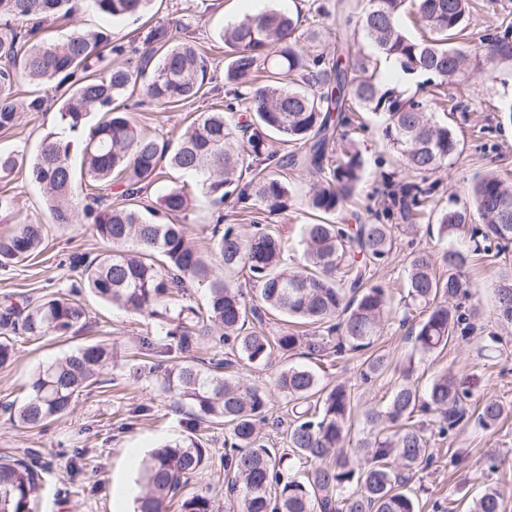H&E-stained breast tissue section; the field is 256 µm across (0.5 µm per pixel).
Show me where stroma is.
I'll return each mask as SVG.
<instances>
[{"label":"stroma","instance_id":"1","mask_svg":"<svg viewBox=\"0 0 512 512\" xmlns=\"http://www.w3.org/2000/svg\"><path fill=\"white\" fill-rule=\"evenodd\" d=\"M366 0H162L155 14L156 22L176 28L190 25L195 44L210 59L214 84L224 82V45L216 37L218 27L242 19L260 9L275 8L302 16L303 29L319 31L318 40L303 41L311 53L331 52L338 39L353 33L346 19L355 15ZM469 26L458 43L463 47L477 46L482 36L503 32L512 26V0H472ZM85 28L103 27L113 38L129 41L136 38L139 25L130 19L109 21L93 11L77 15L74 21L51 19L45 22V37L65 36L73 25ZM38 94L48 101L44 112L23 113L19 125L10 131H0V151L32 156L43 134L57 126L59 90L42 85ZM460 106L454 124L460 139L457 155L447 168L436 174L438 183L434 196L436 207H460L467 200L476 176L494 170L512 180V120L505 112L512 105V57L499 56L480 61L469 79L448 86ZM224 96L212 93L176 109L164 105L145 112L128 107L127 113L138 126L164 137L191 122L199 113L222 108ZM366 131L356 133L355 143L364 161V176L355 194L336 217L340 224H370V211L375 193L384 191L383 174L399 176L400 168L392 162V154L382 135V123L372 114H364ZM290 201L287 210L264 215V225L285 243L284 259L288 266L304 264L302 228L311 223L307 207L313 177L297 168H287ZM0 195L13 197L14 208L0 214V235L18 224H42L46 227L43 250L23 262L0 268V302L23 303L48 292L63 290L78 273L69 266L73 254H95L104 250V243L95 235L90 224L58 225L52 223L40 188L25 174L0 179ZM449 240L418 228L416 234H397L389 261L372 271L371 281L387 289L392 297L383 332L375 348L383 354L391 370L370 384L362 383L359 372L364 353H350L343 359L329 357H291L277 354L271 364L253 365L239 361V372L251 382L265 387L273 374L283 366L297 362L313 368L322 383H339L351 387L354 412L351 440L362 436V412L366 406L387 399L405 366H413L416 381L426 382L436 374L452 369L461 375L478 378L480 394L499 399L512 407V331L501 330L494 313V298L490 285L499 261L493 257H474L465 270L470 282V301L483 311L484 331L470 339L449 344L433 354L414 355L407 330L399 326L397 296L405 284V258L416 250L438 257L449 247ZM81 301L89 311L86 326L65 336L39 341L13 334L15 357L0 367V455L19 456L29 448L40 452L48 468L34 503V512H132L127 503L112 494L116 480L136 470L137 459L143 458L160 444L196 435L205 447L211 448L212 463L196 478L189 489L207 496L213 512H229L225 496L224 469L218 457L224 452L223 427L201 425L190 429L187 411L175 410L170 398L158 384L137 382L129 373L135 367L136 347L143 337L156 334V319L126 312L98 300L91 292H82ZM501 335L503 344L489 348V334ZM107 339L112 343V365L106 369L100 384L80 393L72 411L44 429L30 430L13 421L4 406L21 404L26 396L25 385L42 365L62 358L69 351L89 342ZM146 407V415L137 417L136 407ZM447 441L434 440V459L420 473L415 484L419 489L422 512H444L455 504V512H466L468 500L485 484L500 487L507 508L512 512V418L502 421L491 431L468 426L456 440L462 448V460L451 464ZM501 464L491 469V457ZM79 466V475H72V466Z\"/></svg>","mask_w":512,"mask_h":512}]
</instances>
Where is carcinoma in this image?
I'll return each instance as SVG.
<instances>
[{"instance_id": "cac0c4a2", "label": "carcinoma", "mask_w": 512, "mask_h": 512, "mask_svg": "<svg viewBox=\"0 0 512 512\" xmlns=\"http://www.w3.org/2000/svg\"><path fill=\"white\" fill-rule=\"evenodd\" d=\"M153 0H0V131L14 129L24 112H43L47 100L16 97L21 82L70 84L58 106V129L46 132L29 164L0 153V175L25 169L39 184L55 224H77L78 213L90 221L110 249L72 258L79 280L67 292L45 295L19 308L0 307V326L13 327L29 339L64 336L84 324L88 311L79 299L87 289L100 300L128 312L157 314L169 308L157 342L141 341L148 361L139 369L155 378L174 404L188 406L200 421L227 427L224 481L237 512H420L411 483L433 459L431 435L457 437L470 422L483 430L497 426L504 405L493 397L471 411L473 391L446 371L425 388L406 369L388 403L364 413L367 437L351 451L353 396L344 384L332 387L303 366L288 365L262 388L230 372L234 361L224 348L253 365L301 347L317 356L342 357L345 351L373 346L387 312L385 289L370 285L366 271L385 263L396 230L414 231L433 210L437 183L430 181L457 154L459 139L450 122L437 121L427 87H442L469 76L470 56L456 44L468 16V0H367L355 22L357 33L403 78L418 81L417 91L400 80L357 78L345 49L311 55L302 49L299 16L274 10L250 14L217 31L226 47L224 108L202 112L175 138L153 136L121 110V101L138 93L140 107H178L217 88H208L210 64L192 41L190 26L177 37L165 24L142 32L141 45L114 41L102 31L74 26L65 38H41L40 24L61 15L75 17L91 8L111 20L146 14ZM411 15L422 30L412 36L401 17ZM25 20L26 26H15ZM509 43L508 35L482 40L481 53L493 57ZM250 105L239 121L240 106ZM358 105L383 119V136L419 180L399 181L395 189L374 196L375 222L332 224L363 178L360 152L351 139L349 113ZM80 138V171L70 162ZM295 151L280 160L276 144ZM310 171L318 184L309 196L320 221L303 225L307 265L283 263L285 245L263 228L250 238L234 224L217 218L208 245L192 241L188 227L175 221L194 204L182 186L153 199L147 190L165 168L195 180L197 192L220 207L229 200L251 214H275L288 208L285 167ZM93 188L76 203L78 184ZM119 185V202L112 187ZM476 212L482 224L471 225ZM439 233L462 239L436 260L423 252L407 256L402 324H410L416 351L430 354L450 341L466 340L477 330L478 308L468 303L464 270L474 254L494 257L512 249V181L495 172L477 177L468 204L437 214ZM43 224H19L0 236V267L19 263L41 251ZM246 268L260 288V305L246 307L242 290L224 273ZM192 283L208 287L204 310L184 302ZM495 314L512 328V263L499 267L492 283ZM420 320L410 322V312ZM277 312L288 323L303 321L336 335V343L306 340L287 329L277 336L245 330L252 317L262 321ZM206 341L216 349L200 362H179L178 355ZM112 365V344L81 347L33 373L26 400L13 416L29 429L72 410L75 398ZM388 362L370 354L360 375L368 382L381 376ZM285 400L289 418L287 447L270 448L260 436L267 421L271 392ZM212 462L200 439L187 437L154 449L140 463L136 512H212L210 500L190 494V480ZM42 465L29 459L0 458V512H31ZM469 512H506L498 487L489 484Z\"/></svg>"}]
</instances>
